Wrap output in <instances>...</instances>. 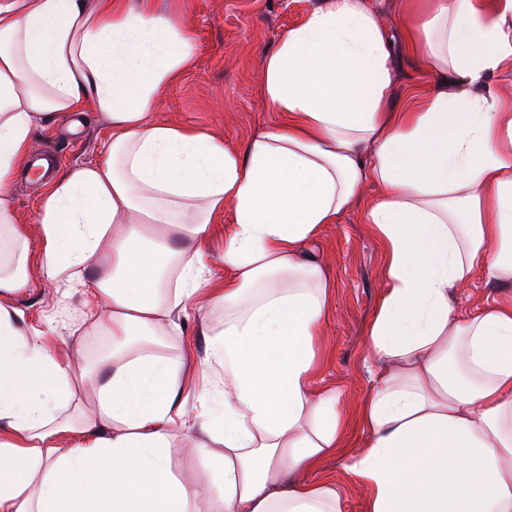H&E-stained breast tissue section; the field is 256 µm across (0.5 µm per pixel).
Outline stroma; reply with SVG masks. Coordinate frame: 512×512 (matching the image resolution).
I'll return each instance as SVG.
<instances>
[{
	"mask_svg": "<svg viewBox=\"0 0 512 512\" xmlns=\"http://www.w3.org/2000/svg\"><path fill=\"white\" fill-rule=\"evenodd\" d=\"M317 0H154L156 11L174 12L188 21V35L195 45L191 68L164 88L154 114L156 120L201 127L224 140L228 149H242L255 135L271 129L283 119L259 92L262 63L279 35L299 21ZM78 131H70L69 120L38 128L33 151L56 149L62 168L98 158L106 137L107 123L94 104H86ZM41 182L29 175H17L12 186V203L19 223L29 232L33 250L41 241L36 211ZM379 194L366 183L359 202L339 215L332 224L322 225L310 244L312 255L324 263L332 279L334 298L324 328V342L318 358L316 388L336 390L347 405L349 425L345 445L363 447L367 434L357 413L358 403L372 386V374L379 365L369 349L367 327L378 296L386 286L385 247L368 222V209ZM90 288L64 279L54 281L33 269L28 285L14 297L27 327L40 335L52 351L70 355L74 364L95 361L93 343L97 332L88 328L86 314ZM459 312L468 315L485 303L512 301V285H493L474 277L456 294ZM180 332L164 337L165 355L179 358L192 349L204 359L209 335L222 328L221 314L206 316L199 301L180 312ZM339 453L325 457L321 476L335 478L340 487L343 512H363L367 490L347 476Z\"/></svg>",
	"mask_w": 512,
	"mask_h": 512,
	"instance_id": "1",
	"label": "stroma"
}]
</instances>
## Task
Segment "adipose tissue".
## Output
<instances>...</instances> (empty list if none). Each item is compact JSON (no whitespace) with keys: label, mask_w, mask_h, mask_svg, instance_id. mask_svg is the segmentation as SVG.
<instances>
[{"label":"adipose tissue","mask_w":512,"mask_h":512,"mask_svg":"<svg viewBox=\"0 0 512 512\" xmlns=\"http://www.w3.org/2000/svg\"><path fill=\"white\" fill-rule=\"evenodd\" d=\"M436 82L394 94L370 0H319L264 56L260 92L282 122L225 148L150 118L193 63L184 18L126 0H0V512H341L328 479L345 417L313 393L332 301L306 243L357 200L387 252L368 336L380 361L360 406L368 439L344 469L364 512H512V304L461 317L474 276L512 282V0H432L394 18ZM93 101L109 121L98 161L45 181L36 222L45 278L89 274L112 354L74 376L12 299L31 254L11 200L36 128ZM233 208L224 277L196 247ZM201 296L224 315L205 369L157 352ZM224 395V424L200 410ZM192 438L195 482L171 465ZM83 435L75 448L59 444Z\"/></svg>","instance_id":"ef3b65f1"}]
</instances>
